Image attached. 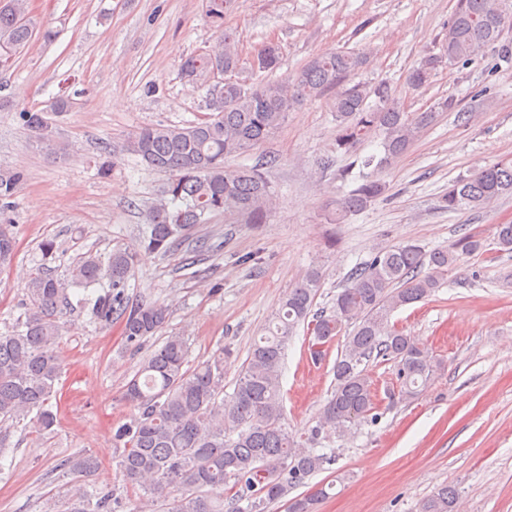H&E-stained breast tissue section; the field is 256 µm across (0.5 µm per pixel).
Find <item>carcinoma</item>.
<instances>
[{"label":"carcinoma","mask_w":512,"mask_h":512,"mask_svg":"<svg viewBox=\"0 0 512 512\" xmlns=\"http://www.w3.org/2000/svg\"><path fill=\"white\" fill-rule=\"evenodd\" d=\"M234 3L206 0L205 15L220 32L219 41L180 65L183 74L224 69V84L209 88L210 113L185 127H142L126 142L128 154L168 175L162 193L143 205L140 243L117 246L105 258L86 252L62 277L45 267L31 274L25 320L12 331L0 332L1 424L28 417L43 434L55 426L51 400L61 373L58 314L69 304L70 288L104 287L92 301L91 316L105 325L120 322L126 345L137 351L170 318L166 304L134 303L126 293L141 251L165 255L186 241L193 226L208 224L221 214L236 223H266L275 205L270 182L260 169L230 165L227 160L273 137L288 113L331 93L337 147L347 149L373 135L381 139L383 155L364 160L363 167L370 172L336 200V209L328 216L331 224L342 223L347 215L383 197L387 185L379 171L403 155L434 122L435 110L405 111L387 84L354 81L369 63L362 53L322 52L294 74L272 78L269 73L277 68L279 53L267 45L251 70L268 76L257 82L235 77L242 61L234 36L224 30V15ZM509 29L512 0H457L442 51L412 68L407 84L423 89L440 63L465 66L490 47H499L504 58L512 57V43L503 40ZM36 33L45 41L56 36L49 27L35 30L29 0H0V69L11 66ZM71 107V99L61 96L46 108L18 113V118L48 150L63 153L69 145L57 140L53 128L55 118ZM24 179L21 170L0 171L1 210ZM504 196H512L510 159L452 182L440 203L454 212L481 209ZM482 249L481 239L466 234L447 248L428 252L413 243L378 251L349 271L329 314L314 309L321 276L309 271L288 291L267 332L254 340L228 395L224 351L191 369L185 338L165 337L124 390L132 414L114 433L122 448V476L161 506L160 512H267L269 504L286 498L332 462L316 449L320 434L342 437L361 420L374 417L377 389L370 363H394L397 385L387 395L401 400L415 396L442 368L427 347L391 324V315L430 296L462 257ZM300 325L306 326L316 360L323 358L334 337L346 335L332 368L330 396L317 425L305 436L288 433L284 425L281 387L285 352ZM58 468L72 477L68 512H112L111 495L96 497L85 489L86 478L97 469L93 457L64 459ZM326 495L320 487L295 497L288 501V512H313ZM457 501V491L445 485L421 501L418 512H457Z\"/></svg>","instance_id":"carcinoma-1"}]
</instances>
